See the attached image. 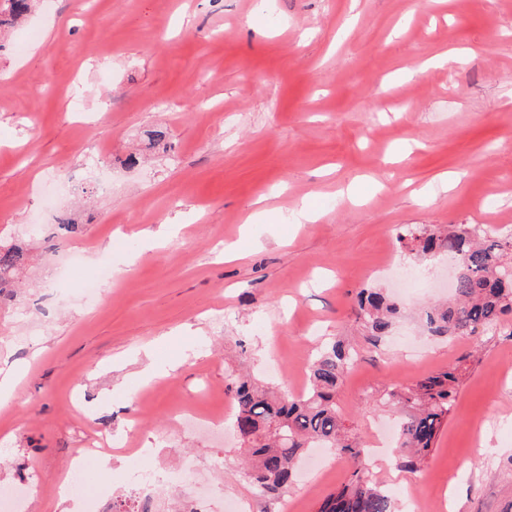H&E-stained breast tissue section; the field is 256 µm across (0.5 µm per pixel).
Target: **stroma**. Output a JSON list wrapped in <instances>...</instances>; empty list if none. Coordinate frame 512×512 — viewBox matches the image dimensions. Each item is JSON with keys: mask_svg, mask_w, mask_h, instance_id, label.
<instances>
[{"mask_svg": "<svg viewBox=\"0 0 512 512\" xmlns=\"http://www.w3.org/2000/svg\"><path fill=\"white\" fill-rule=\"evenodd\" d=\"M60 164L79 195L52 181ZM303 201L317 221L297 223ZM63 212L79 233L59 235ZM451 224L512 225V0H36L0 29V243L26 252L0 297V484L39 471L26 512H63L69 455L104 433L111 510L139 506L140 451L198 473L159 485L154 512H251L227 386L246 373L301 395L335 337L358 351L336 403L365 444L406 414L385 389L462 372L422 467L390 446L373 483L426 512H512V314L428 336L453 263L397 240ZM73 252L116 269L98 306L59 277ZM363 288L402 305L376 347L352 316ZM153 363L168 373L144 380ZM188 410L219 430L179 425ZM349 476L312 448L269 501L317 512Z\"/></svg>", "mask_w": 512, "mask_h": 512, "instance_id": "obj_1", "label": "stroma"}]
</instances>
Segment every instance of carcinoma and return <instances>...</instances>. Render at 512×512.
Masks as SVG:
<instances>
[{
  "instance_id": "carcinoma-1",
  "label": "carcinoma",
  "mask_w": 512,
  "mask_h": 512,
  "mask_svg": "<svg viewBox=\"0 0 512 512\" xmlns=\"http://www.w3.org/2000/svg\"><path fill=\"white\" fill-rule=\"evenodd\" d=\"M33 0H0V27L30 12ZM61 235L80 231L70 214L56 220ZM410 240L426 254L442 251L462 259L448 305L426 313L433 336L450 340L472 336L478 328H494L501 316L512 313V232H480L472 224H453L444 231L436 226L408 228L398 236ZM24 261L23 250L0 245V289L13 286ZM399 306L377 288L358 293L356 320L378 343L389 333ZM356 361V352L339 341L321 347L309 366V388L294 398L275 396L252 381L236 377L228 390L236 406L235 427L248 455L246 476L264 494H278L291 483L295 461L308 448H333L353 462L349 482L330 494L318 512H393L392 497L373 484L364 472L365 449L349 435L336 407V394L344 375ZM457 368L428 375L404 387H392L386 396L410 408L399 430L397 464L414 470L430 453L438 432L457 396Z\"/></svg>"
}]
</instances>
